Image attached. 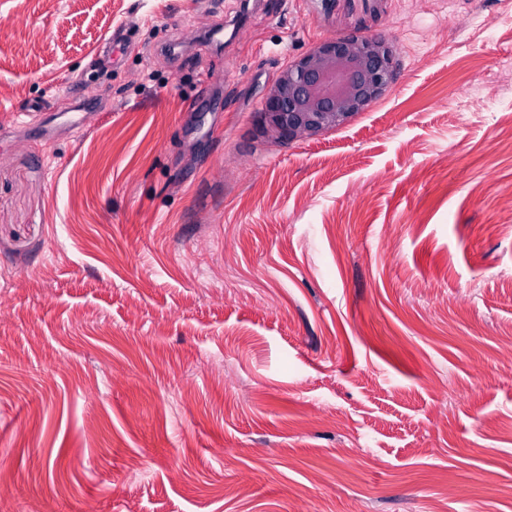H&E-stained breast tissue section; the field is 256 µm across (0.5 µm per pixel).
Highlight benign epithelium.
Returning <instances> with one entry per match:
<instances>
[{"instance_id": "benign-epithelium-1", "label": "benign epithelium", "mask_w": 512, "mask_h": 512, "mask_svg": "<svg viewBox=\"0 0 512 512\" xmlns=\"http://www.w3.org/2000/svg\"><path fill=\"white\" fill-rule=\"evenodd\" d=\"M397 67L394 46L384 38L320 41L268 84L256 131L288 142L322 136L379 100Z\"/></svg>"}]
</instances>
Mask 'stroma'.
<instances>
[{
  "mask_svg": "<svg viewBox=\"0 0 512 512\" xmlns=\"http://www.w3.org/2000/svg\"><path fill=\"white\" fill-rule=\"evenodd\" d=\"M509 200L512 0H0V512H512ZM397 67L394 46L384 38L320 41L268 84L256 131L288 142L322 136L379 100Z\"/></svg>",
  "mask_w": 512,
  "mask_h": 512,
  "instance_id": "stroma-1",
  "label": "stroma"
}]
</instances>
